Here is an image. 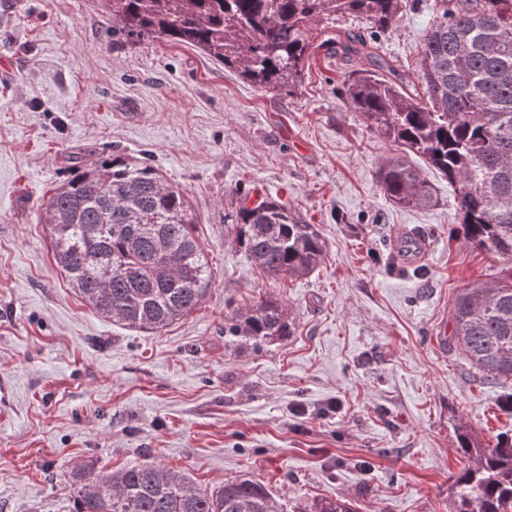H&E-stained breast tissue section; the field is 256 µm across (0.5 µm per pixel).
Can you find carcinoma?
I'll list each match as a JSON object with an SVG mask.
<instances>
[{"label":"carcinoma","instance_id":"carcinoma-1","mask_svg":"<svg viewBox=\"0 0 512 512\" xmlns=\"http://www.w3.org/2000/svg\"><path fill=\"white\" fill-rule=\"evenodd\" d=\"M418 69L401 74L373 44L324 23L354 15L386 34L405 0H106L112 38L133 46L165 37L197 48L259 89L293 92L309 59L362 57L340 93L366 127L404 148L376 178L400 207H425L431 188L407 153L448 180L470 245L512 265V0H441ZM56 263L81 299L103 316L160 332L204 300L211 274L184 194L146 159L114 156L71 168L44 203ZM233 241L263 273L291 279L315 271L325 242L278 198H241ZM451 342L483 376L512 380V270L463 288L451 309ZM291 334L282 300L265 297L227 317L224 335L271 343ZM467 465L451 476L453 512H512V436L483 446L456 420ZM75 512H286L261 481L244 474L217 491L146 458L117 471L75 472ZM292 512H354L321 499Z\"/></svg>","mask_w":512,"mask_h":512}]
</instances>
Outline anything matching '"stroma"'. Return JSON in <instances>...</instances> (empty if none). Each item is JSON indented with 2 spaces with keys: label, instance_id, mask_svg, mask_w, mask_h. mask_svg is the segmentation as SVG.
<instances>
[{
  "label": "stroma",
  "instance_id": "stroma-1",
  "mask_svg": "<svg viewBox=\"0 0 512 512\" xmlns=\"http://www.w3.org/2000/svg\"><path fill=\"white\" fill-rule=\"evenodd\" d=\"M440 5L408 0L375 39L417 67ZM104 0L0 10V512H75L72 472L150 457L210 491L248 474L284 501L356 512H449L466 459L453 416L487 444L512 435V384L435 336L462 288L505 275L457 231L447 180L413 157L435 201L401 208L379 165L400 154L339 93L352 61L313 60L292 94L264 91L200 50L103 35ZM148 158L198 218L209 291L157 333L104 318L56 264L43 204L73 162ZM280 198L325 244L299 279L261 274L232 240L238 194ZM430 238L429 262L400 249ZM266 296L292 334L256 344L224 319ZM293 512H354L353 506L344 499H321L316 500L310 505H305L301 507L300 505H295L293 507H289Z\"/></svg>",
  "mask_w": 512,
  "mask_h": 512
}]
</instances>
